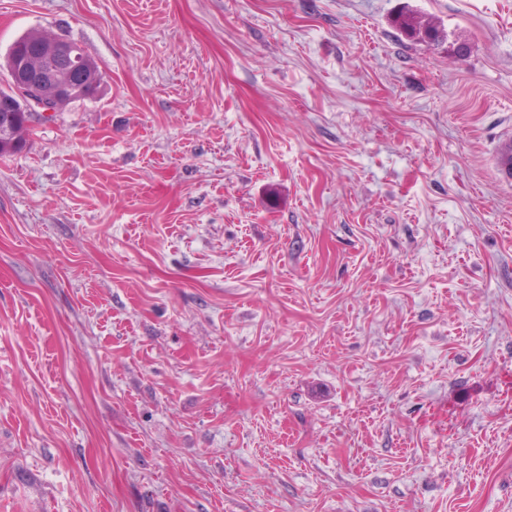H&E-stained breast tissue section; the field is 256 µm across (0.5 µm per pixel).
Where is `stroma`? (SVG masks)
Wrapping results in <instances>:
<instances>
[{
	"instance_id": "35a3bbf8",
	"label": "stroma",
	"mask_w": 512,
	"mask_h": 512,
	"mask_svg": "<svg viewBox=\"0 0 512 512\" xmlns=\"http://www.w3.org/2000/svg\"><path fill=\"white\" fill-rule=\"evenodd\" d=\"M37 29L103 79L0 155V512H512V0ZM397 27L402 34L416 42H424L429 44L426 38V33H440L444 38L447 37L445 33L438 27L428 26L422 27L415 21V17L409 13L400 15L396 21Z\"/></svg>"
}]
</instances>
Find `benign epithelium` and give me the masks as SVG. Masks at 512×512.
<instances>
[{"instance_id":"7a95c632","label":"benign epithelium","mask_w":512,"mask_h":512,"mask_svg":"<svg viewBox=\"0 0 512 512\" xmlns=\"http://www.w3.org/2000/svg\"><path fill=\"white\" fill-rule=\"evenodd\" d=\"M8 89L0 92V145L17 139V117L38 110L49 116L69 102L95 97L101 75L82 48L50 32L20 38L6 66Z\"/></svg>"}]
</instances>
